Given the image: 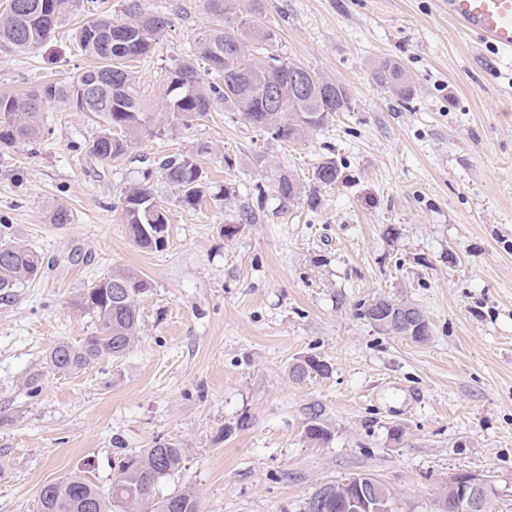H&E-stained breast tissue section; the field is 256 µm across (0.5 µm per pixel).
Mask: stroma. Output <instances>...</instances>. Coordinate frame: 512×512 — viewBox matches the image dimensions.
<instances>
[{"instance_id":"35a3bbf8","label":"stroma","mask_w":512,"mask_h":512,"mask_svg":"<svg viewBox=\"0 0 512 512\" xmlns=\"http://www.w3.org/2000/svg\"><path fill=\"white\" fill-rule=\"evenodd\" d=\"M124 2L82 0L44 43L0 51V91L71 82L91 64L74 29ZM142 3L171 26L132 68L151 120L127 152L99 164L86 145L103 119L50 103L40 138L0 155V225L44 258L0 301V512H38L41 488L78 470L108 488L125 455L166 440L182 444L184 468L156 494L189 489L202 512H303L321 484L356 474L388 487L395 512H441L460 472L490 476V512H512V61L439 0H240L276 31L273 54L351 94L350 111L287 145L220 107L190 123L162 110L168 71L212 17L205 0ZM386 58L411 72L410 99L376 83ZM172 154L208 176L196 208L156 174ZM327 159L339 179L314 189ZM281 169L318 204L305 194L281 210ZM147 175L169 217L158 250L134 243L121 205ZM247 204L257 221L225 236ZM60 207L72 223L50 222ZM118 268L152 284L133 346L53 371L55 343L97 330L80 292ZM379 297L416 304L428 340L361 317ZM306 356L328 373L293 380ZM312 406L327 442L305 435Z\"/></svg>"}]
</instances>
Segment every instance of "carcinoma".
<instances>
[{
	"instance_id": "obj_1",
	"label": "carcinoma",
	"mask_w": 512,
	"mask_h": 512,
	"mask_svg": "<svg viewBox=\"0 0 512 512\" xmlns=\"http://www.w3.org/2000/svg\"><path fill=\"white\" fill-rule=\"evenodd\" d=\"M80 0H9L0 14V47L17 52L26 51L46 40L67 16L78 9ZM214 24L196 42V53L209 74L219 81L204 82L192 61H184L169 71L165 91L166 106L182 120L203 118L215 107L236 112L268 138L294 143L306 134L320 130L329 117L351 109L348 89L294 60H285L269 51L276 40L274 30L244 19L238 0H206ZM124 19L103 12L78 26L74 39L79 49L94 61L67 84L47 83L38 91L19 95L0 93V152H8L38 137L42 127L44 102L37 99L43 92L50 101L72 105L81 112H95L106 121V128L87 144V153L102 165L123 155L128 143L143 126L142 100L129 63L148 56L163 37L171 20L162 12L146 10L141 0H126ZM124 31V40L109 47L107 35L114 28ZM267 58L262 65L256 56ZM294 72L303 73L309 81L307 96H295L287 85ZM374 78L381 87L401 100L413 94V79L398 61L385 59L375 65ZM109 82L100 98L83 95L86 87ZM276 81L285 90L282 106L274 111L266 107V89ZM162 179L178 191L179 202L186 207L200 205L205 197L206 180L203 169L188 156H168L159 163ZM336 163L327 160L312 171V182L320 186L336 183ZM274 191L280 206L286 209L297 201L301 185L295 175L281 170L275 177ZM126 224L135 243L147 250L159 249L163 242L153 236L147 214L158 207L154 189L146 181L129 190L121 200ZM44 258L37 251L13 240H0V299L9 300L16 289L38 277ZM126 286L125 296L117 299L112 286ZM151 283L139 274L115 269L91 282L83 289L77 306L92 314L98 329L78 345L57 342L46 355L49 366L62 373L83 368L101 359L124 356L135 342L139 320V302ZM405 303L378 298L360 308V316L378 329L395 332L390 315ZM302 371L299 380L328 373L329 366L314 357L299 361L293 371ZM312 442L326 441L330 430L320 411L311 410L305 429ZM185 449L177 441L158 442L151 448L124 456L117 465L110 491L92 484L81 474H70L45 484L39 493L38 512H201L194 493L174 492L154 501L156 486L183 469ZM329 496L326 512H346L343 483H324L312 493Z\"/></svg>"
}]
</instances>
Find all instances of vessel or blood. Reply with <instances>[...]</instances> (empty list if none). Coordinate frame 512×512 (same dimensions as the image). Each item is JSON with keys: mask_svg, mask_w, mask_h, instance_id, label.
I'll return each mask as SVG.
<instances>
[{"mask_svg": "<svg viewBox=\"0 0 512 512\" xmlns=\"http://www.w3.org/2000/svg\"><path fill=\"white\" fill-rule=\"evenodd\" d=\"M440 4L478 44L512 52V0H440Z\"/></svg>", "mask_w": 512, "mask_h": 512, "instance_id": "b4317fda", "label": "vessel or blood"}]
</instances>
